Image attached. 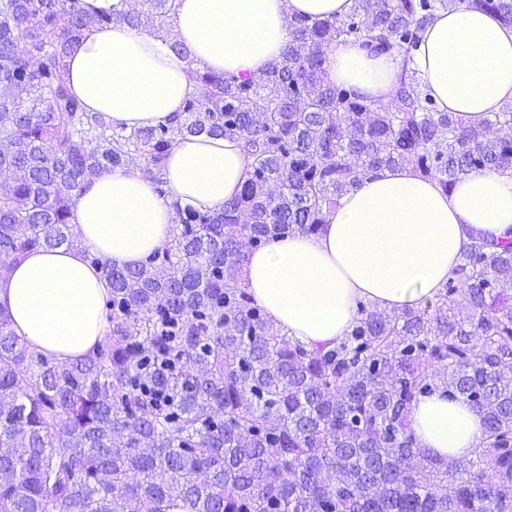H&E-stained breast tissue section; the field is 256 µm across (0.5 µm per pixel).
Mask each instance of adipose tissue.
I'll return each mask as SVG.
<instances>
[{
    "label": "adipose tissue",
    "instance_id": "ef3b65f1",
    "mask_svg": "<svg viewBox=\"0 0 512 512\" xmlns=\"http://www.w3.org/2000/svg\"><path fill=\"white\" fill-rule=\"evenodd\" d=\"M176 56L164 33L124 22L84 29L69 50L66 78L88 111L115 126L153 127L180 112L189 66L253 76L277 60L288 19L344 17L351 0H176ZM401 60L368 57L358 41L332 45L330 82L389 100ZM438 108L475 122L512 102V28L464 5L437 12L414 57ZM248 159L238 141L188 136L166 161L169 196L142 174L115 167L83 184L72 222L73 249L26 253L0 276V308L16 336L59 359L82 358L109 332L111 288L89 255L134 267L171 238L173 202L214 212L242 188ZM512 232V175L476 171L452 189L409 166L362 179L313 236L291 234L249 252L243 277L251 298L277 323L313 346L340 339L358 302L411 307L452 277L463 247ZM420 447L443 458L467 457L485 437L480 415L443 392L419 398L411 412Z\"/></svg>",
    "mask_w": 512,
    "mask_h": 512
}]
</instances>
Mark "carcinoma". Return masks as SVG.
<instances>
[{
	"label": "carcinoma",
	"instance_id": "cac0c4a2",
	"mask_svg": "<svg viewBox=\"0 0 512 512\" xmlns=\"http://www.w3.org/2000/svg\"><path fill=\"white\" fill-rule=\"evenodd\" d=\"M467 4L512 26V0H352L342 19H288L259 76L191 68L182 111L117 129L65 76L91 25L164 29L176 0L90 14L83 0H0V271L26 252L78 245V191L141 166L163 196L187 135L238 140L241 192L220 212L173 203L180 227L139 266H101L112 329L95 351L30 349L0 309V512H512V238L466 245L453 276L414 307L359 303L340 340L309 347L242 286L247 252L315 235L367 175L409 165L448 190L512 171V108L464 124L413 67L425 26ZM355 39L401 59L390 100L325 79ZM441 389L482 417L466 459L419 446L410 414Z\"/></svg>",
	"mask_w": 512,
	"mask_h": 512
}]
</instances>
